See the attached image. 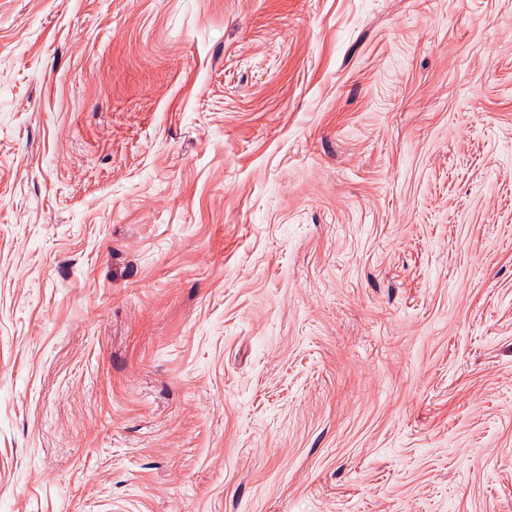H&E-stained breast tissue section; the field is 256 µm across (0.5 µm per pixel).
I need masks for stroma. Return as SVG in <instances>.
Instances as JSON below:
<instances>
[{"label": "stroma", "instance_id": "stroma-1", "mask_svg": "<svg viewBox=\"0 0 512 512\" xmlns=\"http://www.w3.org/2000/svg\"><path fill=\"white\" fill-rule=\"evenodd\" d=\"M0 512H512V0H0Z\"/></svg>", "mask_w": 512, "mask_h": 512}]
</instances>
